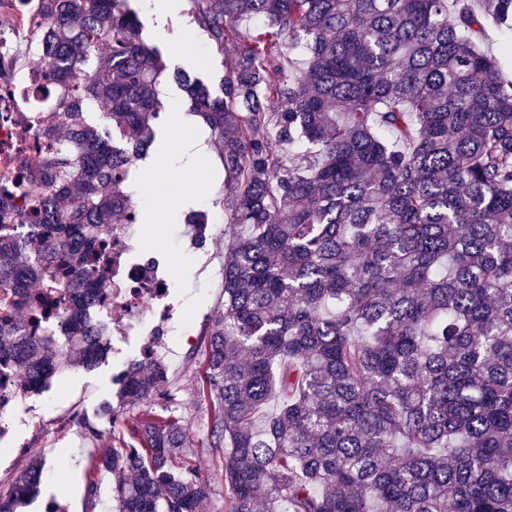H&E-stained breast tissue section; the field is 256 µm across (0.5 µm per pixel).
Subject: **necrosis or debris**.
<instances>
[{
  "label": "necrosis or debris",
  "instance_id": "necrosis-or-debris-1",
  "mask_svg": "<svg viewBox=\"0 0 512 512\" xmlns=\"http://www.w3.org/2000/svg\"><path fill=\"white\" fill-rule=\"evenodd\" d=\"M41 0H0V239L27 230L45 136L59 123L63 97L46 95L43 74L20 71L16 58L25 48L46 54V28L34 25ZM112 262L95 283L96 322L106 323L115 342L144 337L139 356L160 358L170 339L186 335L189 322L175 319L172 273L155 259H141L129 243V227H112Z\"/></svg>",
  "mask_w": 512,
  "mask_h": 512
}]
</instances>
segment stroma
Masks as SVG:
<instances>
[{"instance_id":"1","label":"stroma","mask_w":512,"mask_h":512,"mask_svg":"<svg viewBox=\"0 0 512 512\" xmlns=\"http://www.w3.org/2000/svg\"><path fill=\"white\" fill-rule=\"evenodd\" d=\"M130 6L143 25L144 38L163 51L167 68L192 71L214 95H222L227 59L192 16L189 0H177L176 8L165 11L146 9L145 0H130ZM178 43L189 48V55L175 52ZM194 180L199 188L198 196L184 194L185 175L179 165L170 166L166 180L157 186L159 198L171 202L170 207L164 208V215L173 221L176 215L194 210L223 216L227 186L216 148H208ZM184 233V227L174 221L169 236L174 238ZM226 241L224 232H217L207 243L204 260L183 263L182 275L175 277L174 290L183 302L184 314L192 319V332L190 337L172 343L164 359L172 393L171 400L165 404L166 411L182 421L191 447L199 451L195 463L213 488L206 512H228L224 461L201 450L213 411L211 402L201 392L205 338L213 311L224 301ZM141 344V338H131L123 346L122 358L109 359L91 371L72 367L56 377L48 390L27 394L26 402L35 409L41 429L18 423L14 441L0 443L1 487L8 486L21 474L30 456L39 455L47 461L49 475L41 485L39 496L23 512H45L51 504L56 505L58 512H110V480H103L96 504L87 503L90 463L101 449L121 448L128 440L127 427L136 415L135 409L111 417L102 414L101 406L114 399V379L125 369L128 360L137 358ZM88 422L96 427V437H89L85 431ZM48 427L55 431V438L45 436Z\"/></svg>"}]
</instances>
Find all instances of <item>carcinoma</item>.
Segmentation results:
<instances>
[{"label":"carcinoma","mask_w":512,"mask_h":512,"mask_svg":"<svg viewBox=\"0 0 512 512\" xmlns=\"http://www.w3.org/2000/svg\"><path fill=\"white\" fill-rule=\"evenodd\" d=\"M85 2L42 0L71 151L41 170L35 231L0 242V375L31 393L109 351L86 288L106 249L73 269L46 236L91 245L138 223L123 163L148 154L162 108L166 66L129 0ZM190 3L234 56L221 97L172 73L231 183L203 388L229 512H512V76L488 50L512 0ZM100 102L110 130L87 118ZM67 275L69 312L38 328ZM117 384L104 411L139 407L130 442L91 463L115 512H204L198 449L156 410L167 367L132 360ZM45 467L29 459L0 512Z\"/></svg>","instance_id":"carcinoma-1"}]
</instances>
